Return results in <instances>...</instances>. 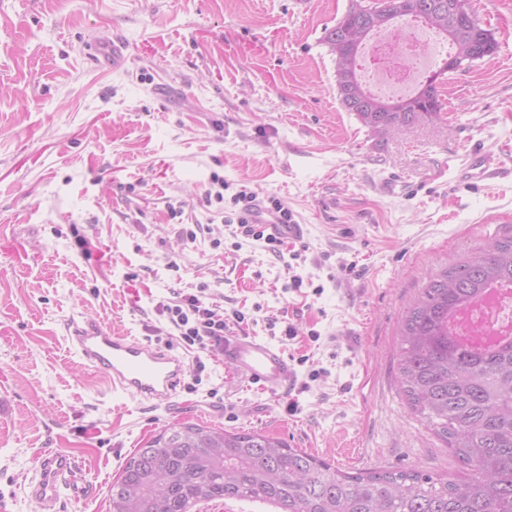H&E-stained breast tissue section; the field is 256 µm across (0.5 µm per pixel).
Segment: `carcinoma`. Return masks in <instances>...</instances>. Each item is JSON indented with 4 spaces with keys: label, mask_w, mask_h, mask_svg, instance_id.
<instances>
[{
    "label": "carcinoma",
    "mask_w": 512,
    "mask_h": 512,
    "mask_svg": "<svg viewBox=\"0 0 512 512\" xmlns=\"http://www.w3.org/2000/svg\"><path fill=\"white\" fill-rule=\"evenodd\" d=\"M453 0H403L412 16L450 42L454 54L493 55L497 42L479 20L460 18ZM351 0L325 43L335 56L342 105L371 133L441 112L448 59L416 94L388 100L369 91L358 57L379 32L402 36L383 9ZM512 288V236L496 239L428 277L402 320L396 381L411 412L471 467L463 480L420 471L343 472L257 432L177 423L145 441L112 483L109 512H197L216 500L272 512H512V342L477 350L456 337L462 312L491 288Z\"/></svg>",
    "instance_id": "1"
}]
</instances>
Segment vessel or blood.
I'll list each match as a JSON object with an SVG mask.
<instances>
[{"mask_svg": "<svg viewBox=\"0 0 512 512\" xmlns=\"http://www.w3.org/2000/svg\"><path fill=\"white\" fill-rule=\"evenodd\" d=\"M460 176L473 183L512 178V167L492 166L487 154L475 150L464 161ZM250 221L263 225L268 234L284 241L299 239L303 234L301 225L276 222L260 202L256 203ZM69 340L84 363L107 379L113 392L155 406L169 404L188 373L185 360L170 349L116 334L104 325H74ZM223 359L234 374L274 396L286 392L296 382L295 370L284 352L255 336L225 337ZM76 475L74 456L45 451L34 469L28 494L38 499L47 512H53L71 490Z\"/></svg>", "mask_w": 512, "mask_h": 512, "instance_id": "obj_1", "label": "vessel or blood"}]
</instances>
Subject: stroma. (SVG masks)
<instances>
[{"instance_id":"obj_1","label":"stroma","mask_w":512,"mask_h":512,"mask_svg":"<svg viewBox=\"0 0 512 512\" xmlns=\"http://www.w3.org/2000/svg\"><path fill=\"white\" fill-rule=\"evenodd\" d=\"M471 5L494 55L446 74L438 116L383 140L338 100L325 35L349 0H0V512H41L24 488L47 449L85 471L61 512H108L135 448L183 422L349 473L467 476L411 416L396 368L427 275L512 236V180L458 176L472 150L512 156V0ZM115 39L121 68L91 60ZM215 174L224 201L209 205ZM244 188L303 225L299 260L235 241ZM186 294L243 312L231 333L281 348L295 385L263 393L171 336L206 369L155 408L113 397L70 348L86 320L155 341L160 303Z\"/></svg>"}]
</instances>
